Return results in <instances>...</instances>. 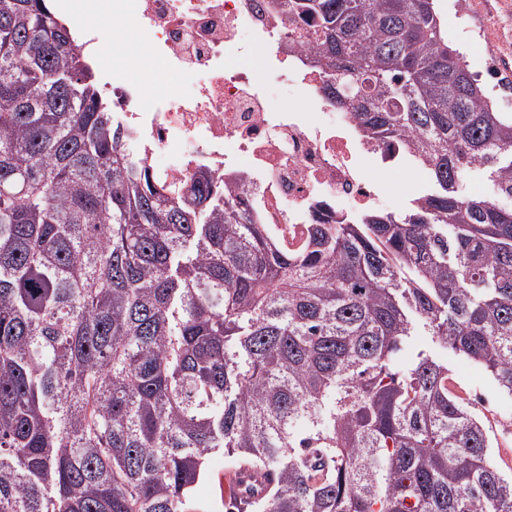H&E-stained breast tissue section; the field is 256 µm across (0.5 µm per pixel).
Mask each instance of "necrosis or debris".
Returning <instances> with one entry per match:
<instances>
[{
    "mask_svg": "<svg viewBox=\"0 0 512 512\" xmlns=\"http://www.w3.org/2000/svg\"><path fill=\"white\" fill-rule=\"evenodd\" d=\"M65 13L112 23L103 87L151 172L181 182L206 170L244 198L257 223L288 250L314 224L380 204L367 165L400 170L395 142L368 139L355 113L338 109L302 35L312 19L283 0H63ZM265 51L263 70L246 63ZM162 61L151 90L129 76L138 60ZM292 87L298 109L273 101Z\"/></svg>",
    "mask_w": 512,
    "mask_h": 512,
    "instance_id": "obj_1",
    "label": "necrosis or debris"
}]
</instances>
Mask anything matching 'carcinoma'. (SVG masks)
Here are the masks:
<instances>
[{"instance_id": "cac0c4a2", "label": "carcinoma", "mask_w": 512, "mask_h": 512, "mask_svg": "<svg viewBox=\"0 0 512 512\" xmlns=\"http://www.w3.org/2000/svg\"><path fill=\"white\" fill-rule=\"evenodd\" d=\"M287 6L336 106L429 183L292 253L211 175L157 181L48 0H0V512H204L220 451L274 473L251 512H512L448 367L409 351L512 395V112L434 0Z\"/></svg>"}]
</instances>
